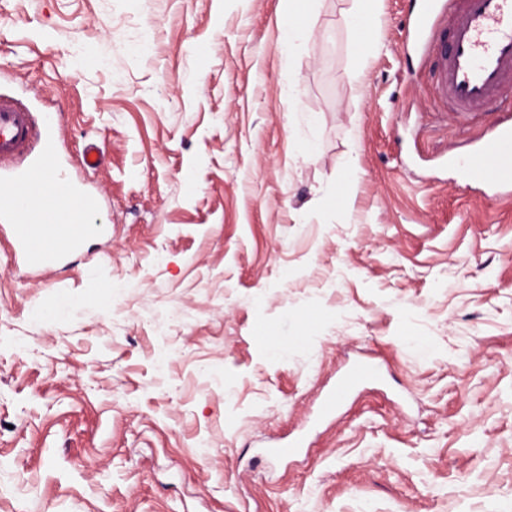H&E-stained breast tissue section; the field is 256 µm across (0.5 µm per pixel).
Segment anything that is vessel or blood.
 I'll use <instances>...</instances> for the list:
<instances>
[{
	"instance_id": "1",
	"label": "vessel or blood",
	"mask_w": 512,
	"mask_h": 512,
	"mask_svg": "<svg viewBox=\"0 0 512 512\" xmlns=\"http://www.w3.org/2000/svg\"><path fill=\"white\" fill-rule=\"evenodd\" d=\"M409 40L431 55V80L461 116L512 110V0H426L407 26ZM512 122L480 139L461 162L470 180L512 186ZM98 193L81 190L66 169L50 120H38L20 99L0 92V228L16 257L53 268L95 232ZM380 364L350 366L322 397L332 413L351 388L377 383Z\"/></svg>"
}]
</instances>
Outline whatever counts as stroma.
Returning a JSON list of instances; mask_svg holds the SVG:
<instances>
[{
  "label": "stroma",
  "mask_w": 512,
  "mask_h": 512,
  "mask_svg": "<svg viewBox=\"0 0 512 512\" xmlns=\"http://www.w3.org/2000/svg\"><path fill=\"white\" fill-rule=\"evenodd\" d=\"M422 2L0 0L106 226L47 271L0 233V512H512V196L454 164L498 116L435 96ZM382 378V367L376 362L362 361L353 364L336 381V386L330 388L323 395L320 403L321 412L323 414H331L336 409V403L354 386L377 383Z\"/></svg>",
  "instance_id": "obj_1"
}]
</instances>
